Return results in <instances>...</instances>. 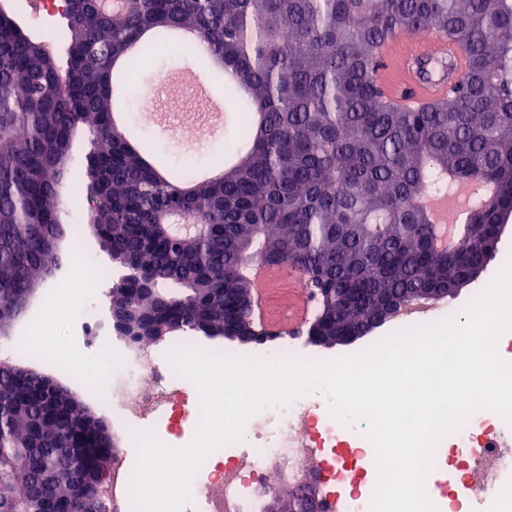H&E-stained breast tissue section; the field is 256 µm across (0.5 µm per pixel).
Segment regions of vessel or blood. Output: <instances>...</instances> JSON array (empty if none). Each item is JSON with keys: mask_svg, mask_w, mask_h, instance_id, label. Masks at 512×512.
Instances as JSON below:
<instances>
[{"mask_svg": "<svg viewBox=\"0 0 512 512\" xmlns=\"http://www.w3.org/2000/svg\"><path fill=\"white\" fill-rule=\"evenodd\" d=\"M465 53L454 41H406L395 37L380 48V64L372 78L385 100L414 110L448 97L462 79Z\"/></svg>", "mask_w": 512, "mask_h": 512, "instance_id": "b4317fda", "label": "vessel or blood"}]
</instances>
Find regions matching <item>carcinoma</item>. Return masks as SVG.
<instances>
[{"label":"carcinoma","instance_id":"carcinoma-1","mask_svg":"<svg viewBox=\"0 0 512 512\" xmlns=\"http://www.w3.org/2000/svg\"><path fill=\"white\" fill-rule=\"evenodd\" d=\"M67 66L47 34L0 12V337L62 265V188L81 173L98 196L88 221L127 270L112 290L138 302L164 339L247 337L250 265L299 269L323 336L363 332L384 302L469 284L487 270L496 226L512 215V0H63ZM196 39L179 44L173 33ZM443 33L466 52L446 100L408 111L371 79L378 50L401 33ZM224 71L228 108L249 149L211 179L173 174L148 143L112 126L114 89L132 97L163 57ZM91 138L76 170L72 145ZM467 180L494 185L473 204L448 256L418 204ZM185 215L195 237L164 235ZM104 421L55 379L0 361V459H19L0 512H101L92 491L113 448ZM66 448L80 461L52 487Z\"/></svg>","mask_w":512,"mask_h":512}]
</instances>
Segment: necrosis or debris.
Masks as SVG:
<instances>
[{
	"label": "necrosis or debris",
	"mask_w": 512,
	"mask_h": 512,
	"mask_svg": "<svg viewBox=\"0 0 512 512\" xmlns=\"http://www.w3.org/2000/svg\"><path fill=\"white\" fill-rule=\"evenodd\" d=\"M107 381L91 369L77 375L101 396L125 432L167 422L172 428L197 430L199 399L185 396L190 380L178 376L166 353L128 342L107 360ZM365 422L343 425L320 404L300 397L250 419L231 451L214 450L191 483L201 512H260L269 477L294 480L309 467L325 475V498L343 494L344 512H369L377 483L375 452ZM132 469L117 456L101 488L107 512H131ZM450 504L470 503L481 512L489 498L512 512V424L483 410L437 446L427 477Z\"/></svg>",
	"instance_id": "obj_1"
}]
</instances>
